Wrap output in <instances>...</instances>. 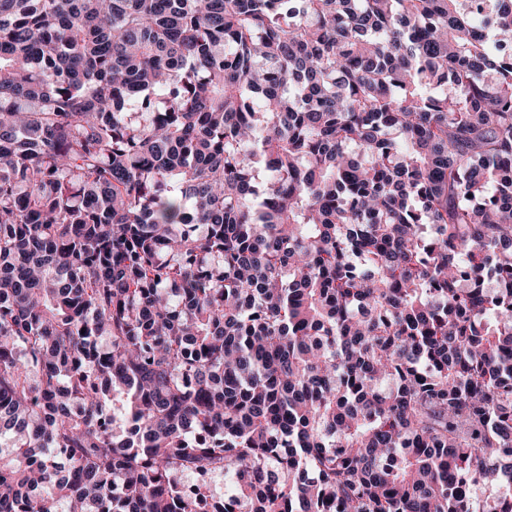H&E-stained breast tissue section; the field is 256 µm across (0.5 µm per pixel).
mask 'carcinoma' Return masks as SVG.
<instances>
[{
  "label": "carcinoma",
  "instance_id": "carcinoma-1",
  "mask_svg": "<svg viewBox=\"0 0 512 512\" xmlns=\"http://www.w3.org/2000/svg\"><path fill=\"white\" fill-rule=\"evenodd\" d=\"M2 439L0 512H512V0H0Z\"/></svg>",
  "mask_w": 512,
  "mask_h": 512
}]
</instances>
